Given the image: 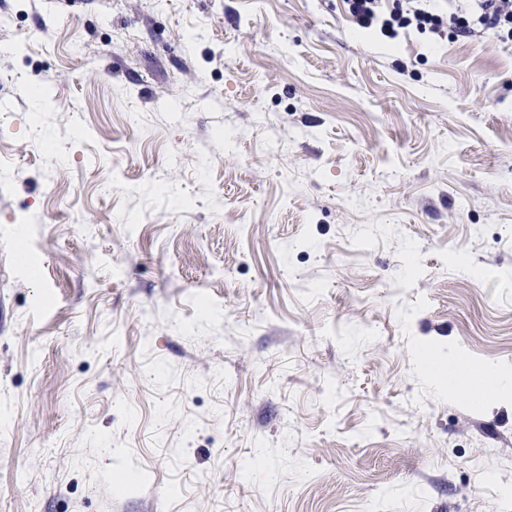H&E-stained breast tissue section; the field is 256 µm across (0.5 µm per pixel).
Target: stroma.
<instances>
[{
    "label": "stroma",
    "mask_w": 512,
    "mask_h": 512,
    "mask_svg": "<svg viewBox=\"0 0 512 512\" xmlns=\"http://www.w3.org/2000/svg\"><path fill=\"white\" fill-rule=\"evenodd\" d=\"M1 43L0 512H506L512 41L0 0Z\"/></svg>",
    "instance_id": "obj_1"
}]
</instances>
